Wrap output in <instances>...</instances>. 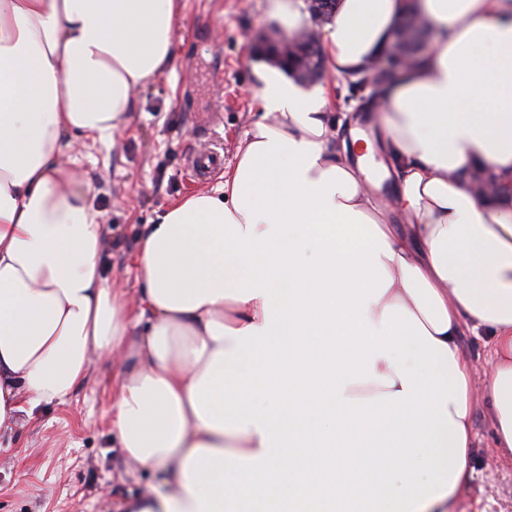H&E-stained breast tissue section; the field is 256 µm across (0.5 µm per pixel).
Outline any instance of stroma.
Wrapping results in <instances>:
<instances>
[{"instance_id":"stroma-1","label":"stroma","mask_w":512,"mask_h":512,"mask_svg":"<svg viewBox=\"0 0 512 512\" xmlns=\"http://www.w3.org/2000/svg\"><path fill=\"white\" fill-rule=\"evenodd\" d=\"M172 67L133 94L129 125L115 140L73 138L60 156L91 183L102 226V263L112 287L137 300L140 236L177 199L215 188L219 175L186 181L189 153L220 139L225 167L261 112L252 73L256 44L271 26L267 0H183ZM121 368L94 358L63 403H43L0 433V512H128L164 488L171 472L129 463L112 429ZM472 475L453 512H512V455L497 448L489 402L475 395Z\"/></svg>"}]
</instances>
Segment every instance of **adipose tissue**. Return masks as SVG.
<instances>
[{
	"instance_id": "obj_1",
	"label": "adipose tissue",
	"mask_w": 512,
	"mask_h": 512,
	"mask_svg": "<svg viewBox=\"0 0 512 512\" xmlns=\"http://www.w3.org/2000/svg\"><path fill=\"white\" fill-rule=\"evenodd\" d=\"M182 13L0 0V431L108 355L128 460L177 474L142 512H450L470 478L464 325L493 338L485 393L512 454V193L471 180L512 181V0H337L333 76L383 58L405 16L432 36L374 109L386 197L330 84L253 64L262 115L213 191L148 225L133 305L59 156L127 124Z\"/></svg>"
}]
</instances>
